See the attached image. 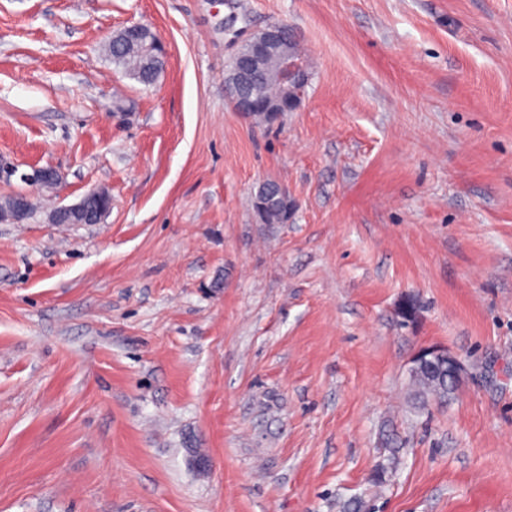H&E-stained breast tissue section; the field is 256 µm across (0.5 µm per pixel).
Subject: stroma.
<instances>
[{
  "instance_id": "1",
  "label": "stroma",
  "mask_w": 512,
  "mask_h": 512,
  "mask_svg": "<svg viewBox=\"0 0 512 512\" xmlns=\"http://www.w3.org/2000/svg\"><path fill=\"white\" fill-rule=\"evenodd\" d=\"M274 22L311 77L269 126L224 78ZM0 157L61 174L0 181L38 206L0 223V512H512V0H0ZM428 347L467 371L418 410ZM144 26L142 23H134L124 29L129 35L137 36L143 31ZM118 33L109 44L112 61L122 66L128 75L138 82L152 84L165 65V56L157 38L158 33L150 26L138 37H131L125 32L120 35ZM20 180L38 188H53L58 181L56 171L48 167L33 168L31 173H22ZM254 201L262 204V211L257 216L263 224H285L294 209L287 188L274 180L259 185ZM94 203L96 206V215L88 221L69 222L88 213V205ZM112 206V197L104 189H93L86 193L81 200L73 205L57 208L53 212V222L57 224H81V223H99L101 219L109 212Z\"/></svg>"
}]
</instances>
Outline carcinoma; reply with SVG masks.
Instances as JSON below:
<instances>
[{"instance_id":"obj_1","label":"carcinoma","mask_w":512,"mask_h":512,"mask_svg":"<svg viewBox=\"0 0 512 512\" xmlns=\"http://www.w3.org/2000/svg\"><path fill=\"white\" fill-rule=\"evenodd\" d=\"M112 61L122 66L130 77L150 85L165 65V56L158 40V33L148 27L142 35L131 37L127 33L116 34L109 44ZM279 50H271L257 68L254 80V95L259 111L276 108L289 111L288 100L277 83L275 71ZM254 200L262 204L258 215L264 224H284L288 221L294 203L287 188L274 180L259 185ZM414 405L424 409L431 400L446 402L452 398L456 388L448 379V361H437L430 369L410 371Z\"/></svg>"}]
</instances>
